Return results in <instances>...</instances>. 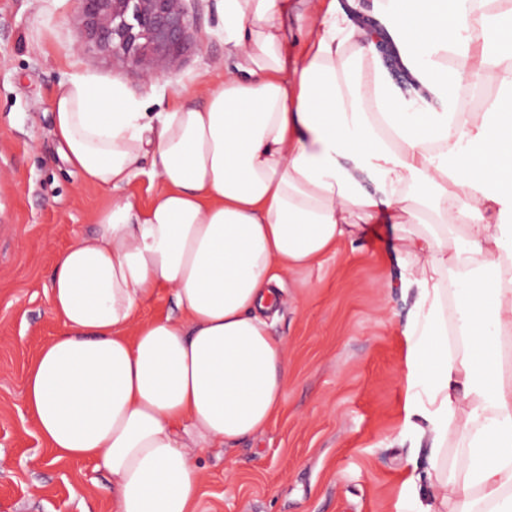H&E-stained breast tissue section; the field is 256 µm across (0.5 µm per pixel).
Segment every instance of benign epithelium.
I'll return each instance as SVG.
<instances>
[{
  "mask_svg": "<svg viewBox=\"0 0 512 512\" xmlns=\"http://www.w3.org/2000/svg\"><path fill=\"white\" fill-rule=\"evenodd\" d=\"M76 49L121 60L145 80L162 75L182 55L195 28L186 0H75ZM376 45L396 80L397 57L387 42Z\"/></svg>",
  "mask_w": 512,
  "mask_h": 512,
  "instance_id": "7a95c632",
  "label": "benign epithelium"
}]
</instances>
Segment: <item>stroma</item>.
Instances as JSON below:
<instances>
[{
    "mask_svg": "<svg viewBox=\"0 0 512 512\" xmlns=\"http://www.w3.org/2000/svg\"><path fill=\"white\" fill-rule=\"evenodd\" d=\"M186 6L192 43L147 84L121 60L75 50L74 0H0V512H114L108 474L53 460L23 403L30 357L61 330L55 259L112 200L63 159L51 101L74 75L117 80L153 112L200 98L224 72L222 0ZM285 286L273 326L288 355L282 410L261 433L199 450L195 512H410L407 480L428 470L430 448L406 422L401 330L416 291L390 225Z\"/></svg>",
    "mask_w": 512,
    "mask_h": 512,
    "instance_id": "obj_1",
    "label": "stroma"
}]
</instances>
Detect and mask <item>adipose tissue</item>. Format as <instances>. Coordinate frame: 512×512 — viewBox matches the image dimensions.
<instances>
[{
    "mask_svg": "<svg viewBox=\"0 0 512 512\" xmlns=\"http://www.w3.org/2000/svg\"><path fill=\"white\" fill-rule=\"evenodd\" d=\"M312 2L223 0L228 63L195 104L58 85L63 156L112 201L56 259L63 330L33 357L25 405L56 458L111 474L114 512H193L198 449L281 406L284 275L384 220L417 290L407 389L431 469L413 512H512V0H372L406 89L360 0ZM144 174L163 187L142 206L125 189ZM162 291L175 313L138 321Z\"/></svg>",
    "mask_w": 512,
    "mask_h": 512,
    "instance_id": "adipose-tissue-1",
    "label": "adipose tissue"
}]
</instances>
